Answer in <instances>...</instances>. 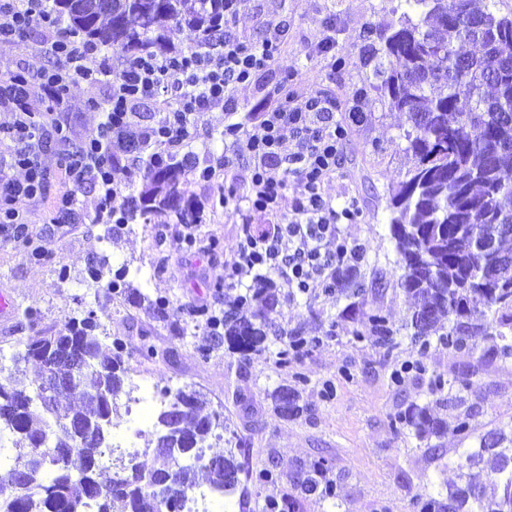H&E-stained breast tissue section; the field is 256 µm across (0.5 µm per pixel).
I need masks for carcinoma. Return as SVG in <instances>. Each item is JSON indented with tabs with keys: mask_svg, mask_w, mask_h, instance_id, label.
Returning a JSON list of instances; mask_svg holds the SVG:
<instances>
[{
	"mask_svg": "<svg viewBox=\"0 0 512 512\" xmlns=\"http://www.w3.org/2000/svg\"><path fill=\"white\" fill-rule=\"evenodd\" d=\"M54 0L59 19L70 30L104 48L136 53L168 54L185 30L202 40L224 35L225 0ZM504 0H388L392 19L369 26L375 35L362 48L360 62L371 68L372 81L354 92L361 106L352 119L366 118L369 92L405 118L401 138L415 159L405 180L392 192L390 233L395 242L400 274L398 289L411 299L403 329L417 347V358L406 361L392 374L402 382L411 371H425L423 359L432 343L460 350L481 336L492 340L488 355L512 356V250L505 247L512 233V7ZM466 44L480 47L469 55ZM189 158L171 157L168 163H146L141 189L130 216L165 217L177 224L201 223L187 183L181 180ZM366 292L357 269L338 272L336 293L351 300L342 315L356 319L363 313L365 337L387 351L396 346L400 329L379 308L363 311L359 300ZM279 289L271 278L256 279L236 303L224 312L223 332L200 347L208 354L226 345L245 364L265 349L278 305ZM156 319L176 324V308L168 297L151 301ZM91 319L71 321L51 336H30L23 351L14 355V369L0 382V431L17 436L21 449L9 466L6 484L24 476L28 491L21 497L0 498V512H86L96 500L97 512H150L152 500L167 493L174 512L187 490L198 482L230 495L237 491L241 474L256 486L274 487L280 475L263 464L253 469L239 460L242 440L232 435L220 454L222 465L200 462L196 449L217 429L229 431L219 414L202 416L203 395L179 388L169 408L157 417L159 435L153 467L145 472L133 466L126 474L106 479V493L91 496L94 474L89 472L112 436L118 417L117 399L124 391L128 368L122 344L113 340L105 349ZM278 363L288 366V355H298L319 343L297 330L283 332ZM81 350L84 370L70 382L69 349ZM39 366L30 378L20 363ZM47 372L60 383L42 392ZM279 385L270 394L273 409L285 419L304 411L299 386ZM74 397L78 404L60 409L58 398ZM93 412L99 417L97 434L80 446L64 429L69 419ZM401 433L423 440L448 436V421L430 413L429 405L413 403L392 417ZM500 432L479 447L459 453L462 486L443 489L431 481L423 484L414 508L417 512H512V446ZM55 462L53 468L47 460ZM483 466L488 478L501 489L497 498L485 496L483 487L468 480L465 470ZM311 495L335 498L322 460L300 468L293 492L268 497L262 512H300L301 501Z\"/></svg>",
	"mask_w": 512,
	"mask_h": 512,
	"instance_id": "obj_1",
	"label": "carcinoma"
}]
</instances>
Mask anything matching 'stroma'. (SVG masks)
<instances>
[{"mask_svg":"<svg viewBox=\"0 0 512 512\" xmlns=\"http://www.w3.org/2000/svg\"><path fill=\"white\" fill-rule=\"evenodd\" d=\"M384 5L385 0H243L234 23L238 35L254 40L281 21L288 33L272 68L236 89V112L214 107L202 117L201 135L173 150L180 157L191 155L193 165L185 169L184 178L204 212L203 223L194 227L195 254L183 252L178 224L137 220L121 228L95 223L98 196L89 191L78 195L82 219L75 224L50 223L48 201L18 199L17 208L34 221L36 243L46 258L32 261L26 249L0 239V289H8L15 299L11 317L0 320V354L11 355L21 339L50 335L69 321L93 316L104 345L122 339L131 377L145 385L170 379L177 387L201 392L206 412L222 414L228 427L244 438L249 463L275 460L281 473L276 492H292L296 470L324 459L336 498L308 497L302 512H411L410 501L422 481L455 485L457 449L478 447L481 436L494 430L512 432V357L489 358L478 349L432 345L425 359L428 371L444 374L449 395L464 399L460 405L435 406L434 413L451 421L464 411L470 425L468 434L449 435L435 451L427 442L398 435L391 426L396 412L429 399L427 378L412 375L401 384L391 380L394 367L416 355L409 338L398 336L390 352L371 340H356L355 323L340 316L345 299L323 294L280 297L276 322L321 339L284 368L276 363L275 342L245 365L220 347L201 356L199 348L209 344L210 330L204 317L192 311L193 305L213 299L229 307L236 296V289H220L216 283L225 258L237 246L242 223L266 229L291 209L286 199L279 213H254L246 220L231 210L213 212L216 186L196 180L193 166L212 164L223 153L221 133L231 120L251 127L260 122L263 105L321 91L335 97L336 118L347 130L343 162L324 194L337 206L350 198L356 201L358 217L341 230L350 245L364 247L360 273L368 287L366 306L382 308L394 325L402 324L411 300L394 289L399 270L387 200L412 165L400 137L403 119L378 102L372 104L368 121L353 123L349 112L351 95L366 78L359 61L363 32L382 19ZM330 26L336 29L331 56L313 55L319 35ZM40 39V29L34 28L0 49V81L22 74L39 84L54 66L36 52ZM107 97L103 85L71 88L67 109L58 112L71 140H80L97 126ZM103 255L109 258L105 279L133 264L146 270V277L130 276L132 287L152 299L173 298L179 309L177 330L158 322L147 304L121 303L111 289L88 287V270ZM28 308L37 310L36 321L24 317ZM146 338L160 357L140 356ZM298 374L307 379L301 393L304 412L287 420L274 412L267 394L293 384Z\"/></svg>","mask_w":512,"mask_h":512,"instance_id":"1","label":"stroma"}]
</instances>
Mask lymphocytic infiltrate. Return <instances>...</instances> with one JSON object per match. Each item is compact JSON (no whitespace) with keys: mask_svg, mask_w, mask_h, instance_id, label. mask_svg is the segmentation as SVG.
<instances>
[{"mask_svg":"<svg viewBox=\"0 0 512 512\" xmlns=\"http://www.w3.org/2000/svg\"><path fill=\"white\" fill-rule=\"evenodd\" d=\"M238 6V0H228L224 7L223 38L200 43L187 53L145 55L118 72L111 53L81 40L59 22L51 0H0L1 45L26 34L34 23L48 27L40 49L57 64L44 73L40 88L58 108H65L68 90L78 83L109 87L103 121L74 143L62 125L33 121L25 104L31 94L27 85L0 90V110L13 115L0 167L24 172L23 179L0 183V233L15 244L28 245L34 237L32 221L16 208V200L47 197L55 215L71 216L78 193L86 188L98 195L96 221L126 223L124 187L112 174L113 144L121 145L131 168H139L147 157L165 162L172 146L193 138L204 112L220 104L234 111V90L251 84L281 52L283 26L257 41L244 40L234 31L231 21ZM155 97L163 98L165 105L144 119L141 106ZM224 134L248 155L249 165L246 194L224 193L219 198L222 208L245 205L252 211L274 212L284 197L292 199L287 222L268 231L244 225L234 253L224 262L226 279L272 271L292 293L313 288L335 292L337 268L363 258L361 247L349 246L338 228L340 220L354 218V201L338 209L322 193L324 184L335 178L343 154L345 129L336 120L335 100L319 91L288 99L267 107L259 125L249 129L233 122ZM53 140L65 145L66 161L64 188L51 195L41 156Z\"/></svg>","mask_w":512,"mask_h":512,"instance_id":"lymphocytic-infiltrate-1","label":"lymphocytic infiltrate"}]
</instances>
